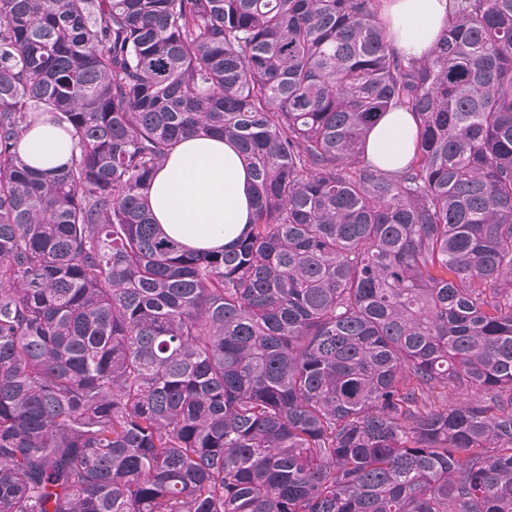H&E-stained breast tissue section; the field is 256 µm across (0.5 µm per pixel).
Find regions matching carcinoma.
Masks as SVG:
<instances>
[{"label":"carcinoma","mask_w":512,"mask_h":512,"mask_svg":"<svg viewBox=\"0 0 512 512\" xmlns=\"http://www.w3.org/2000/svg\"><path fill=\"white\" fill-rule=\"evenodd\" d=\"M380 4L0 0V512H512V0L421 58ZM187 135L251 171L229 247L147 205ZM415 136L416 125L410 112H389L369 133L368 156L382 169L397 171L412 157ZM20 149L32 166L43 170L65 166L74 150L66 131L50 121L32 129L21 143Z\"/></svg>","instance_id":"obj_1"}]
</instances>
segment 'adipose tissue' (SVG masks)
Instances as JSON below:
<instances>
[{
    "mask_svg": "<svg viewBox=\"0 0 512 512\" xmlns=\"http://www.w3.org/2000/svg\"><path fill=\"white\" fill-rule=\"evenodd\" d=\"M384 16L394 47L407 56L429 53L448 20V0H385ZM416 125L399 109L384 115L368 136V156L396 171L413 155ZM20 149L43 170L65 166L73 144L52 122L32 129ZM148 205L163 232L194 250L232 244L253 216L252 181L236 145L217 137L182 140L154 176Z\"/></svg>",
    "mask_w": 512,
    "mask_h": 512,
    "instance_id": "obj_1",
    "label": "adipose tissue"
}]
</instances>
